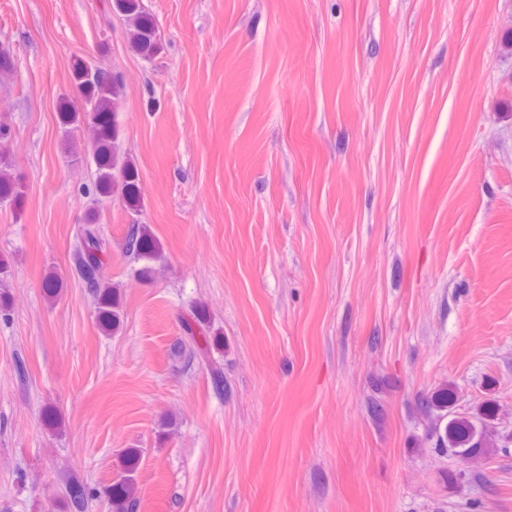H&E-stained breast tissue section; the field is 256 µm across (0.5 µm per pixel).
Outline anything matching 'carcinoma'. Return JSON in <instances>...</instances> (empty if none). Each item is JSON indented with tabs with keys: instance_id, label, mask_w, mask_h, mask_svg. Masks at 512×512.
<instances>
[{
	"instance_id": "1",
	"label": "carcinoma",
	"mask_w": 512,
	"mask_h": 512,
	"mask_svg": "<svg viewBox=\"0 0 512 512\" xmlns=\"http://www.w3.org/2000/svg\"><path fill=\"white\" fill-rule=\"evenodd\" d=\"M112 9L126 22L129 47L145 57L158 54L162 48L158 30L142 0H113ZM72 81L81 94L84 113L90 117L91 136L89 150L96 166V179L92 194L97 199L119 193L126 207L140 210L141 195L139 173L129 154L120 151L121 129L115 120V112L122 93V82L106 69L92 65L84 59H76L71 66ZM25 193V186L5 166L0 167V203H18ZM108 241L97 222L96 211H90L85 224L79 230L74 251L76 269L90 288L99 330L106 336L119 332L124 322L121 289L112 285L104 274V256ZM125 253L139 267L138 279L153 277L155 265L163 260V249L158 238L146 224H134L128 231ZM12 278L9 262L0 259V313L9 309L7 288ZM184 336L178 350H187L199 358L208 368L213 389L221 393L227 389L221 364L212 357L211 345L222 346L219 337L213 335L210 322L201 307L192 311V317L183 319ZM453 394L446 388L433 392L422 404V411L436 419L426 432L425 438L434 442L441 452L462 461L488 453L489 429L494 414L487 404L481 415L475 418L450 415ZM141 451L125 449L117 464L112 483L106 488L110 512H136L138 508L136 473ZM93 491L77 481L64 484L63 501L68 512H87Z\"/></svg>"
}]
</instances>
